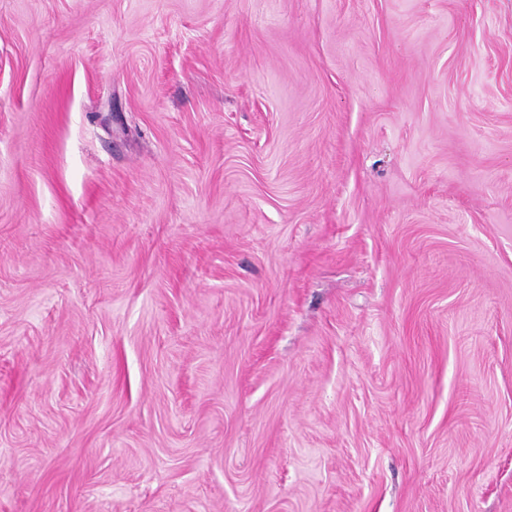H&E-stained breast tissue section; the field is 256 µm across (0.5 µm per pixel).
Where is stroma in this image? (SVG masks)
<instances>
[{
    "label": "stroma",
    "mask_w": 512,
    "mask_h": 512,
    "mask_svg": "<svg viewBox=\"0 0 512 512\" xmlns=\"http://www.w3.org/2000/svg\"><path fill=\"white\" fill-rule=\"evenodd\" d=\"M0 512H512V0H0Z\"/></svg>",
    "instance_id": "35a3bbf8"
}]
</instances>
